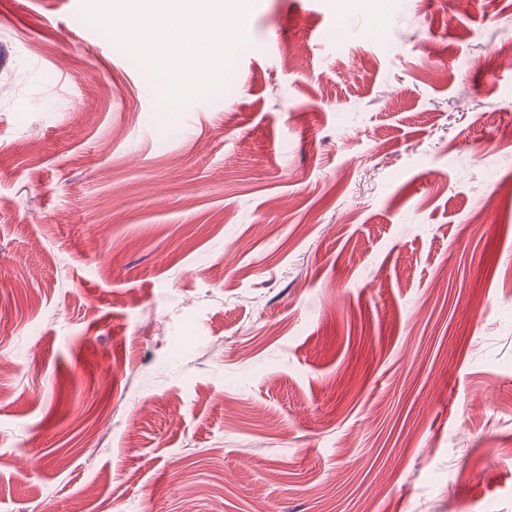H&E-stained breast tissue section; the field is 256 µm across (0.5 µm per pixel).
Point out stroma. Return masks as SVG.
<instances>
[{
  "label": "stroma",
  "instance_id": "stroma-1",
  "mask_svg": "<svg viewBox=\"0 0 512 512\" xmlns=\"http://www.w3.org/2000/svg\"><path fill=\"white\" fill-rule=\"evenodd\" d=\"M80 4L0 0V512H512V0H250L170 107Z\"/></svg>",
  "mask_w": 512,
  "mask_h": 512
}]
</instances>
